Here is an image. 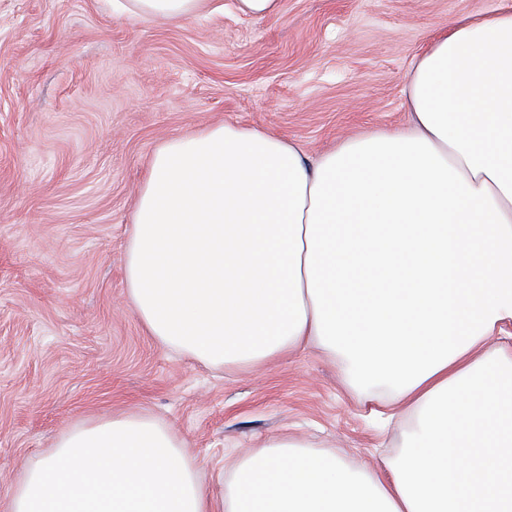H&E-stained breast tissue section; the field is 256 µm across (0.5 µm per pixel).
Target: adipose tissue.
<instances>
[{
  "label": "adipose tissue",
  "mask_w": 512,
  "mask_h": 512,
  "mask_svg": "<svg viewBox=\"0 0 512 512\" xmlns=\"http://www.w3.org/2000/svg\"><path fill=\"white\" fill-rule=\"evenodd\" d=\"M205 2L112 7L171 21ZM404 106L405 127L314 158L227 122L166 140L125 254L161 346L213 366L313 347L386 397L409 425L384 469L276 437L214 495L165 424L112 415L31 462L8 512H512V4L449 23Z\"/></svg>",
  "instance_id": "obj_1"
}]
</instances>
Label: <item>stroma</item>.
Instances as JSON below:
<instances>
[{
  "label": "stroma",
  "mask_w": 512,
  "mask_h": 512,
  "mask_svg": "<svg viewBox=\"0 0 512 512\" xmlns=\"http://www.w3.org/2000/svg\"><path fill=\"white\" fill-rule=\"evenodd\" d=\"M505 0H209L181 21L110 0H0V512L24 464L70 425L145 411L221 466L275 436L391 457L374 394L314 350L213 369L160 347L132 312L124 255L154 151L218 122L309 155L402 127L413 58ZM280 2L281 0H234V9L245 16L266 18L279 12Z\"/></svg>",
  "instance_id": "stroma-1"
}]
</instances>
